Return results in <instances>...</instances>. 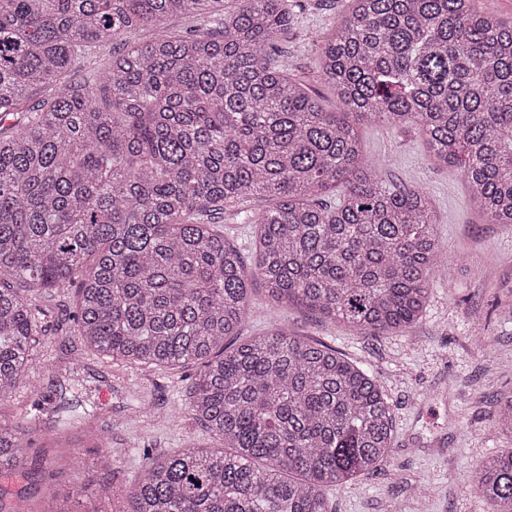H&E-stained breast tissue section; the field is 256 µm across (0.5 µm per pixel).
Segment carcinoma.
I'll list each match as a JSON object with an SVG mask.
<instances>
[{
	"instance_id": "carcinoma-1",
	"label": "carcinoma",
	"mask_w": 512,
	"mask_h": 512,
	"mask_svg": "<svg viewBox=\"0 0 512 512\" xmlns=\"http://www.w3.org/2000/svg\"><path fill=\"white\" fill-rule=\"evenodd\" d=\"M236 2L0 0V400L45 331L26 292L77 287L75 327L102 356L202 364L192 420L221 444L149 461L133 512H333L327 488L389 455L373 376L277 322L239 340L255 277L274 308L360 334L420 318L444 268L434 204L383 179L359 123L414 127L489 223L512 224L511 24L464 0H351L321 42L331 111L288 73V0ZM175 15L200 26L173 34ZM108 44L95 80L68 81ZM230 212L253 214L252 267ZM79 407L60 394L54 427ZM497 424L512 440V393ZM27 448L0 422L1 456ZM475 484L512 512V450L484 457Z\"/></svg>"
}]
</instances>
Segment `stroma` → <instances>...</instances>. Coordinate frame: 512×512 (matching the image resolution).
Returning a JSON list of instances; mask_svg holds the SVG:
<instances>
[{
    "mask_svg": "<svg viewBox=\"0 0 512 512\" xmlns=\"http://www.w3.org/2000/svg\"><path fill=\"white\" fill-rule=\"evenodd\" d=\"M348 2L301 0L285 38L291 75L315 80L320 39ZM359 130L368 155L384 160L387 182L432 196L448 274L432 284L416 324L390 336H363L295 307L277 317L360 363L392 407L388 457L329 498L335 512H488L472 490L476 467L512 448L495 420L497 397L512 390V224L488 223L460 173L433 161L415 129L365 122ZM72 297L68 289L32 299L46 313V332L23 382L0 402V420L28 416L33 432L25 464L0 480V512H37L45 493L63 498L82 483L75 512H129L127 489L150 459L210 441L188 416L195 367L141 368L84 349L70 319ZM484 336L490 344L477 347ZM75 353L85 367L73 380L64 365ZM136 394L150 408L135 418ZM63 396L86 412L60 435L50 412ZM47 456L55 460L49 474L37 467Z\"/></svg>",
    "mask_w": 512,
    "mask_h": 512,
    "instance_id": "obj_1",
    "label": "stroma"
}]
</instances>
